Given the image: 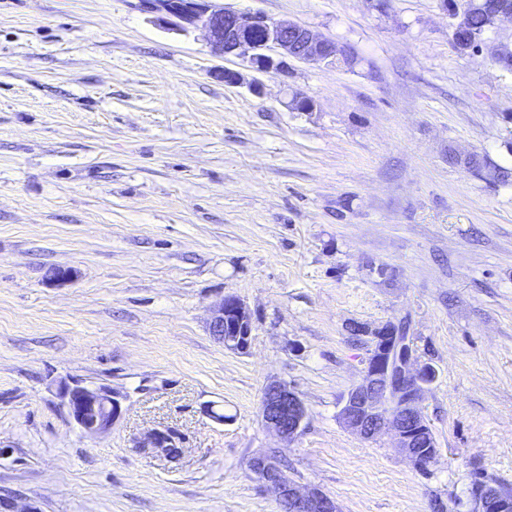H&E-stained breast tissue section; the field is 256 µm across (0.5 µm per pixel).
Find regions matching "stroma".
<instances>
[{
	"label": "stroma",
	"instance_id": "35a3bbf8",
	"mask_svg": "<svg viewBox=\"0 0 512 512\" xmlns=\"http://www.w3.org/2000/svg\"><path fill=\"white\" fill-rule=\"evenodd\" d=\"M226 3L345 57L258 77L136 0H0V501L282 512L250 469L273 452L340 512H473L475 480L512 491V24L462 54L446 0ZM229 294L243 351L209 332ZM405 316L437 372L424 468L338 419L371 347L351 325ZM77 381L120 396L99 436L61 405ZM272 382L306 406L294 440L262 419ZM156 428L180 463L140 450ZM209 330L225 347L245 350L252 332L251 313L238 297H222L211 309Z\"/></svg>",
	"mask_w": 512,
	"mask_h": 512
}]
</instances>
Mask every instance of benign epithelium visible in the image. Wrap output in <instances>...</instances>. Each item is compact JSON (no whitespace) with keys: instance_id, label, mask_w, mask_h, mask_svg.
Masks as SVG:
<instances>
[{"instance_id":"1","label":"benign epithelium","mask_w":512,"mask_h":512,"mask_svg":"<svg viewBox=\"0 0 512 512\" xmlns=\"http://www.w3.org/2000/svg\"><path fill=\"white\" fill-rule=\"evenodd\" d=\"M138 7L172 30H205L212 52L242 58L258 74L283 73L290 58L317 65L342 54L334 42L298 23L240 13L224 6L223 0H138ZM402 324L400 320L387 328L363 329L371 337V349L361 382L342 398L339 419L363 439L393 431L396 447L420 466L438 456L421 408L436 371L418 361L413 336L401 335ZM209 330L225 347L242 351L249 345L251 313L238 297L225 296L211 309ZM61 399L68 418L89 436L110 429L121 412L119 395L104 386L66 385ZM261 413L265 425L288 440L301 434L307 420L299 394L279 382L265 387ZM251 470L277 492L286 512H339L336 502L321 491L303 489L288 479L273 454L255 458ZM471 495L477 512H512V496L487 482L474 483Z\"/></svg>"}]
</instances>
